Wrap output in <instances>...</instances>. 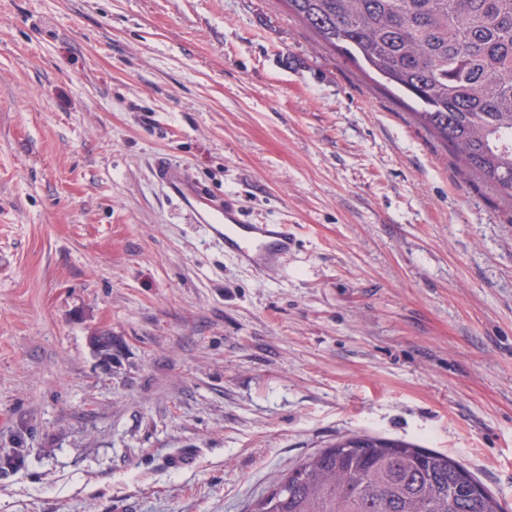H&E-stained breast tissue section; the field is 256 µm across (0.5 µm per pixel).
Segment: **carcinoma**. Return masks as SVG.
I'll return each instance as SVG.
<instances>
[{"label":"carcinoma","mask_w":512,"mask_h":512,"mask_svg":"<svg viewBox=\"0 0 512 512\" xmlns=\"http://www.w3.org/2000/svg\"><path fill=\"white\" fill-rule=\"evenodd\" d=\"M421 107L424 126L512 206V0H285ZM251 512H503L448 455L367 434L298 463Z\"/></svg>","instance_id":"cac0c4a2"}]
</instances>
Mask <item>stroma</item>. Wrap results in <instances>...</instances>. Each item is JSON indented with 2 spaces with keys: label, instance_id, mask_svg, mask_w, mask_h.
<instances>
[{
  "label": "stroma",
  "instance_id": "1",
  "mask_svg": "<svg viewBox=\"0 0 512 512\" xmlns=\"http://www.w3.org/2000/svg\"><path fill=\"white\" fill-rule=\"evenodd\" d=\"M417 109L282 0H0V512H249L356 432L512 510V207ZM157 175L171 194L197 213L209 235L224 241V250L245 265L266 271L295 248L290 225L246 223L234 200L213 196L207 185L167 162L158 165Z\"/></svg>",
  "mask_w": 512,
  "mask_h": 512
}]
</instances>
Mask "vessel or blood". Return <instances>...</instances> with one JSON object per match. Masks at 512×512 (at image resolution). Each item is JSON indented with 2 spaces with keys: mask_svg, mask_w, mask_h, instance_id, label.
Here are the masks:
<instances>
[{
  "mask_svg": "<svg viewBox=\"0 0 512 512\" xmlns=\"http://www.w3.org/2000/svg\"><path fill=\"white\" fill-rule=\"evenodd\" d=\"M160 182L192 208L214 239L240 262L260 271L276 266L296 246V234L287 224H251L241 219L234 200L212 195L204 183L163 162L157 168Z\"/></svg>",
  "mask_w": 512,
  "mask_h": 512,
  "instance_id": "vessel-or-blood-1",
  "label": "vessel or blood"
}]
</instances>
